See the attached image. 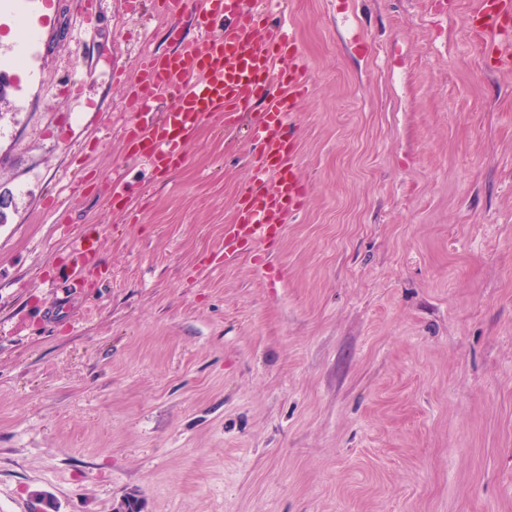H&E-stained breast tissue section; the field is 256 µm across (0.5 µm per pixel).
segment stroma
I'll return each instance as SVG.
<instances>
[{
	"label": "stroma",
	"instance_id": "35a3bbf8",
	"mask_svg": "<svg viewBox=\"0 0 512 512\" xmlns=\"http://www.w3.org/2000/svg\"><path fill=\"white\" fill-rule=\"evenodd\" d=\"M473 8L270 15L309 194L228 263L261 102L158 171L121 135L137 55L173 50L152 0H0V512H512V71ZM100 251V239L95 241L84 238L75 239L71 245L73 263L68 268V277L76 281L82 280L85 271L97 265Z\"/></svg>",
	"mask_w": 512,
	"mask_h": 512
}]
</instances>
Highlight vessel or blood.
Wrapping results in <instances>:
<instances>
[{
  "mask_svg": "<svg viewBox=\"0 0 512 512\" xmlns=\"http://www.w3.org/2000/svg\"><path fill=\"white\" fill-rule=\"evenodd\" d=\"M169 17L168 38L175 50L141 61L127 92L135 120L124 129L133 157L153 168L170 169L181 149L212 116L232 122L255 99L266 107L253 130L254 175L242 193L234 223L224 227V259L273 245L288 220L304 206L309 187L298 174V138L294 118L307 91L308 63L292 32L270 24L275 0H197L198 34L186 39L182 20L188 0H155ZM224 17L221 30L210 23ZM475 37L497 47L496 67L512 69V0H477L471 13ZM289 67H282V60ZM174 101L173 109L155 111L156 102ZM100 241L75 239L68 275L82 280L100 259Z\"/></svg>",
  "mask_w": 512,
  "mask_h": 512,
  "instance_id": "1",
  "label": "vessel or blood"
}]
</instances>
